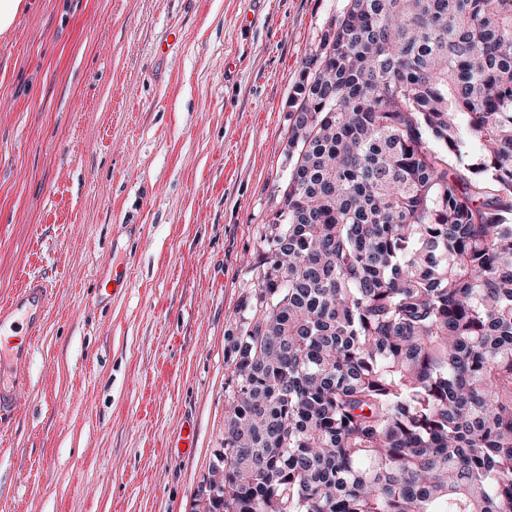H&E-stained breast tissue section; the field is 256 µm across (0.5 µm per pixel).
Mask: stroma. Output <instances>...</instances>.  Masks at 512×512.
I'll list each match as a JSON object with an SVG mask.
<instances>
[{"instance_id": "1", "label": "stroma", "mask_w": 512, "mask_h": 512, "mask_svg": "<svg viewBox=\"0 0 512 512\" xmlns=\"http://www.w3.org/2000/svg\"><path fill=\"white\" fill-rule=\"evenodd\" d=\"M346 4L25 0L0 36V301L31 273L55 292L0 430V512H192L291 96Z\"/></svg>"}]
</instances>
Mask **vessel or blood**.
<instances>
[{"instance_id":"obj_1","label":"vessel or blood","mask_w":512,"mask_h":512,"mask_svg":"<svg viewBox=\"0 0 512 512\" xmlns=\"http://www.w3.org/2000/svg\"><path fill=\"white\" fill-rule=\"evenodd\" d=\"M54 294L39 275L27 276L0 303V424H8L32 384L28 367Z\"/></svg>"}]
</instances>
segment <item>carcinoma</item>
<instances>
[{
	"label": "carcinoma",
	"instance_id": "obj_1",
	"mask_svg": "<svg viewBox=\"0 0 512 512\" xmlns=\"http://www.w3.org/2000/svg\"><path fill=\"white\" fill-rule=\"evenodd\" d=\"M196 512H512V0H348Z\"/></svg>",
	"mask_w": 512,
	"mask_h": 512
}]
</instances>
